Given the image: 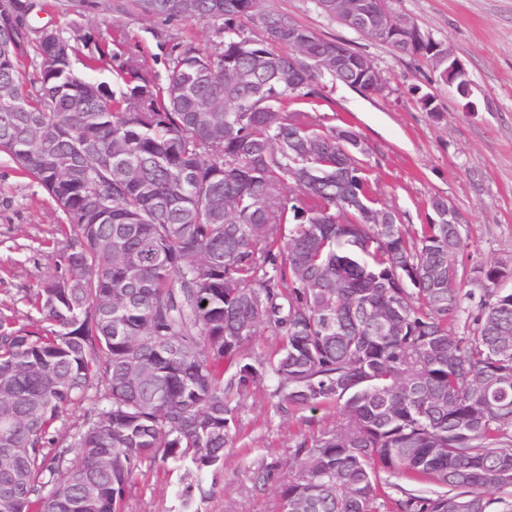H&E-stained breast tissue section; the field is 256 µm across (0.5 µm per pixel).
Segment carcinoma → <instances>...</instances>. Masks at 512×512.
Listing matches in <instances>:
<instances>
[{"label": "carcinoma", "mask_w": 512, "mask_h": 512, "mask_svg": "<svg viewBox=\"0 0 512 512\" xmlns=\"http://www.w3.org/2000/svg\"><path fill=\"white\" fill-rule=\"evenodd\" d=\"M136 4L216 23L213 48L172 45L162 83L121 54L115 93L74 75L76 47L58 32L30 38L28 0H12L14 27L0 20V86L13 92L0 152L67 216L69 273L35 293L48 328L0 315V512H124L145 462L183 468L181 512H199L236 396L267 381L283 409H339L296 445L279 512H512V266L476 270L486 288L462 292L448 199L408 234L379 205L359 134L302 109L324 78L370 91L378 70L259 0ZM363 4L371 27L399 18L388 0ZM388 44L448 84L447 44L406 31ZM465 310L473 329L455 336ZM259 328L278 346L252 359ZM95 383L97 417L48 447ZM383 473L436 490L393 498Z\"/></svg>", "instance_id": "carcinoma-1"}]
</instances>
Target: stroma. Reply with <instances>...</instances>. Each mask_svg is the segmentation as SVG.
<instances>
[{
  "instance_id": "35a3bbf8",
  "label": "stroma",
  "mask_w": 512,
  "mask_h": 512,
  "mask_svg": "<svg viewBox=\"0 0 512 512\" xmlns=\"http://www.w3.org/2000/svg\"><path fill=\"white\" fill-rule=\"evenodd\" d=\"M402 16L447 43L472 82V109L438 84L421 58L397 54L314 9L311 0H260L261 9L283 12L316 34L366 55L383 79L376 94L341 84L326 85L318 109L327 124L352 126L365 144L367 168L378 181L381 204L397 210L409 231L428 221L432 197L448 199L463 218L464 249L456 256L466 290L474 268L512 263V0H392ZM34 30L52 28L78 45L106 42L110 52L143 56L152 74L165 78L169 56L153 36L164 29L173 43L210 49L213 24L193 19L164 21L143 14L133 0H36ZM434 96L445 119L434 122L418 102ZM65 217L47 193L21 175L0 153V313L15 328L34 330L41 316L32 299L46 278L65 275L57 251ZM102 401L97 390L71 405L57 422L56 448L69 446ZM339 411H283L268 388L252 386L238 398L236 436L224 450V468L200 512H278L277 487L290 473L294 447L303 437L335 423ZM274 467L265 484L252 480L256 460ZM181 471L143 464L126 494L125 512H180L175 492Z\"/></svg>"
}]
</instances>
